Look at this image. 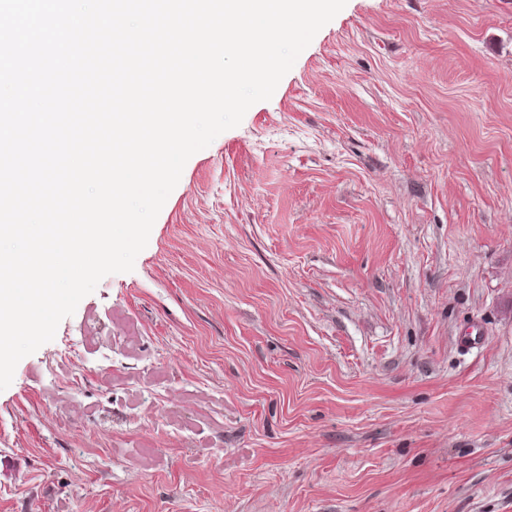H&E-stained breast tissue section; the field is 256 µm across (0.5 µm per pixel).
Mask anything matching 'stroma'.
<instances>
[{"label": "stroma", "instance_id": "35a3bbf8", "mask_svg": "<svg viewBox=\"0 0 512 512\" xmlns=\"http://www.w3.org/2000/svg\"><path fill=\"white\" fill-rule=\"evenodd\" d=\"M0 512H512V0H347L17 364Z\"/></svg>", "mask_w": 512, "mask_h": 512}]
</instances>
